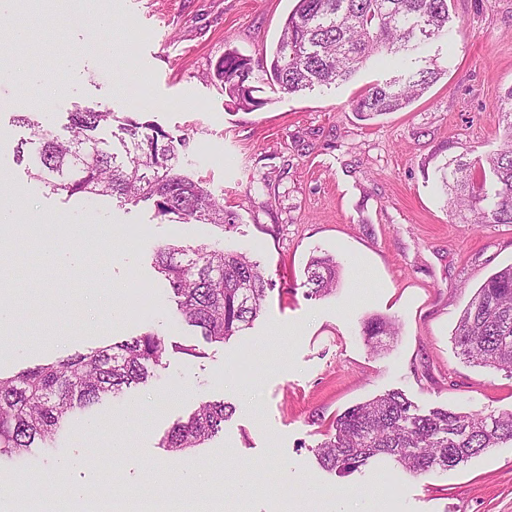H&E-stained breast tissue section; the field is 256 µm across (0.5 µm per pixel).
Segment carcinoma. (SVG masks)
Segmentation results:
<instances>
[{"label":"carcinoma","mask_w":512,"mask_h":512,"mask_svg":"<svg viewBox=\"0 0 512 512\" xmlns=\"http://www.w3.org/2000/svg\"><path fill=\"white\" fill-rule=\"evenodd\" d=\"M448 34V0H297L270 57L262 60L269 84L288 94L350 79L373 57L397 55ZM252 59L230 50L208 72L239 110L255 111ZM442 69L431 61L407 78L375 83L353 101L368 120L407 107L437 82ZM501 144L485 157L472 150L435 166L441 190L460 222L512 224V86L493 106ZM17 122L38 139L33 177L68 197L103 196L124 204H153L160 219L226 226L224 211L200 179L180 172V148L157 124L119 118L101 106L74 105L62 138L20 112ZM118 124L120 148L99 147L97 132ZM155 267L175 298L180 318L208 343L222 344L261 312L270 282L246 253L218 246L166 244ZM307 285L323 295L336 288L338 265L328 255L310 259ZM382 317L364 324L365 340L377 347L392 333ZM454 343L479 365L512 373V266L491 275L458 320ZM165 339L152 330L129 340L92 348L73 358L0 375V457H22L47 448L76 412L88 413L108 397L147 384L163 366ZM233 408L222 401L199 404L167 433L168 452L198 448L224 430ZM334 433L317 448L328 471L348 473L388 457L416 473L452 469L490 448L512 443V412L487 416L437 408L418 414L399 391L376 396L336 418Z\"/></svg>","instance_id":"carcinoma-1"}]
</instances>
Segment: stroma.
<instances>
[{"mask_svg":"<svg viewBox=\"0 0 512 512\" xmlns=\"http://www.w3.org/2000/svg\"><path fill=\"white\" fill-rule=\"evenodd\" d=\"M296 0H83L84 18L64 19L47 0H0V196L13 190L29 210L23 228L84 224L85 263L44 268L43 241L0 244V275L12 292L29 348L0 356L8 375L119 342L152 329L170 350L164 368L131 395L76 414L53 447L0 459V499L12 488L47 500L78 487L108 488L113 500L140 494L158 504L184 497L186 512H512V445L453 469L415 473L391 460L339 475L315 450L336 417L388 391L418 413L442 407L512 411V375L459 355L452 333L492 274L512 265V224H460L440 191L432 159L458 142L487 155L499 132L492 108L512 86V0H448L447 37L391 65L368 63L349 81L284 94L257 81L262 108L235 109L205 80L226 50L252 59L274 51ZM114 18L111 30L96 26ZM22 27L30 39L11 41ZM66 54L68 66L54 62ZM436 58L441 78L406 108L361 120L352 103L370 85ZM161 125L187 141L183 170L206 182L233 227L164 222L153 205L66 197L31 178L32 129L16 112L38 113L64 131L74 103ZM25 159H17V150ZM223 243L260 261L272 282L251 328L207 343L175 313L153 257L165 244ZM340 265L336 291L312 294L304 268L315 254ZM107 264L110 284L94 268ZM67 294L58 313L53 298ZM114 318L90 329L93 300ZM392 319L379 349L365 320ZM196 346L200 355L181 353ZM233 408L209 444L181 453L160 443L201 402ZM147 414L146 422L132 413ZM111 415L110 427L91 428ZM121 444L113 452V444ZM77 466L60 477L59 461ZM196 479L181 483L185 469ZM247 487V496L236 493Z\"/></svg>","mask_w":512,"mask_h":512,"instance_id":"35a3bbf8","label":"stroma"}]
</instances>
